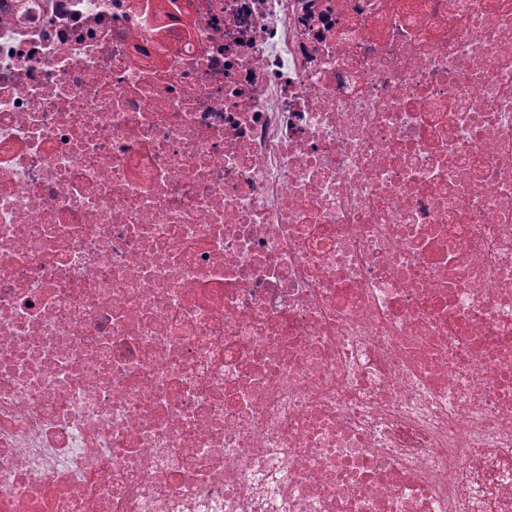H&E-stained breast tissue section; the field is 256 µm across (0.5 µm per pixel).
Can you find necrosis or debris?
<instances>
[{
	"label": "necrosis or debris",
	"mask_w": 512,
	"mask_h": 512,
	"mask_svg": "<svg viewBox=\"0 0 512 512\" xmlns=\"http://www.w3.org/2000/svg\"><path fill=\"white\" fill-rule=\"evenodd\" d=\"M0 512H512V0H0Z\"/></svg>",
	"instance_id": "1"
}]
</instances>
